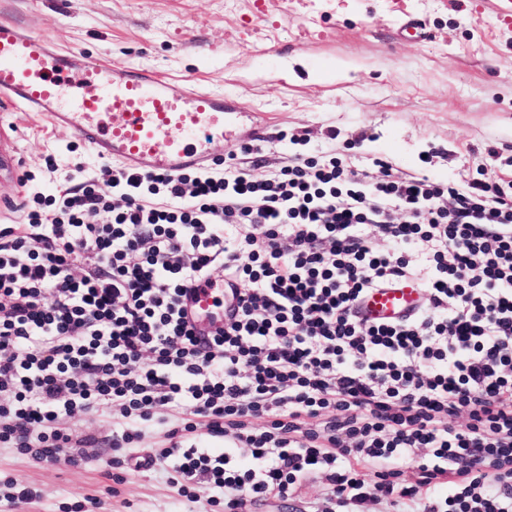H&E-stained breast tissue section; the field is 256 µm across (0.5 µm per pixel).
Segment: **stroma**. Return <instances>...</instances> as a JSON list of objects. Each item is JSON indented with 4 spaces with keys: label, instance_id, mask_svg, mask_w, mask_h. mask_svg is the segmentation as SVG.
Listing matches in <instances>:
<instances>
[{
    "label": "stroma",
    "instance_id": "obj_1",
    "mask_svg": "<svg viewBox=\"0 0 512 512\" xmlns=\"http://www.w3.org/2000/svg\"><path fill=\"white\" fill-rule=\"evenodd\" d=\"M420 15L432 38L396 34L397 18ZM0 21L19 24L59 51L155 73L173 88L193 83L247 104L212 161L233 160L257 180L300 154L333 153L369 167L379 157L392 176L466 184L497 171L512 180V21L487 0H0ZM295 67L288 81L280 73ZM253 154L243 155L244 144ZM56 159L57 170L47 162ZM107 180L111 162L44 116L0 100V225L34 193L56 194L74 165ZM119 409L62 418L95 444L79 464L36 462L0 444V498L10 483L34 496L21 512H222L206 475L188 501L158 458L177 412L160 408L113 447ZM250 512H393L368 496L340 507L323 474L299 479L290 496L255 501Z\"/></svg>",
    "mask_w": 512,
    "mask_h": 512
}]
</instances>
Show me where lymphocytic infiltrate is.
<instances>
[{"instance_id":"f902f5d3","label":"lymphocytic infiltrate","mask_w":512,"mask_h":512,"mask_svg":"<svg viewBox=\"0 0 512 512\" xmlns=\"http://www.w3.org/2000/svg\"><path fill=\"white\" fill-rule=\"evenodd\" d=\"M373 164L380 179L333 157L264 180L119 167L107 187L59 191L52 213L20 207L0 225V442L55 464L74 445L61 416L182 407V431L201 423L250 451L248 467L229 448L159 456L182 492L207 472L224 512L315 472L342 505L369 488L422 512H512V190ZM364 224L390 250L359 236ZM214 277L237 305L200 327L183 299ZM406 280L426 294L414 317L359 318L368 291ZM414 457L418 480L398 482Z\"/></svg>"}]
</instances>
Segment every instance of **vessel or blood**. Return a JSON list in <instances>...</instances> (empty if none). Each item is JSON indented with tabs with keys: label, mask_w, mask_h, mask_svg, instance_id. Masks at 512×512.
<instances>
[{
	"label": "vessel or blood",
	"mask_w": 512,
	"mask_h": 512,
	"mask_svg": "<svg viewBox=\"0 0 512 512\" xmlns=\"http://www.w3.org/2000/svg\"><path fill=\"white\" fill-rule=\"evenodd\" d=\"M0 96L47 113L90 147L94 158L139 173L179 175L204 167L233 113L223 93L173 91L153 73L54 51L47 40L0 22ZM425 295L403 281L372 290L358 304L364 320L413 317Z\"/></svg>",
	"instance_id": "b4317fda"
}]
</instances>
